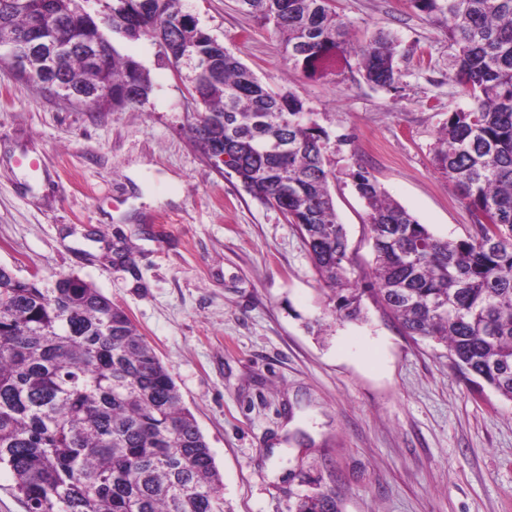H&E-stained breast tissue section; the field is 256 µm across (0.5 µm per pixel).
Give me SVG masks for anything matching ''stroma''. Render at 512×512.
<instances>
[{
	"label": "stroma",
	"instance_id": "obj_1",
	"mask_svg": "<svg viewBox=\"0 0 512 512\" xmlns=\"http://www.w3.org/2000/svg\"><path fill=\"white\" fill-rule=\"evenodd\" d=\"M200 27L327 131L329 188L371 280L353 174L439 237L474 217L433 162L469 99L449 76L444 22L409 0H334L357 40L398 39L393 88L343 60L292 67L238 0H186ZM147 70L141 105L110 111L50 94L0 64V264L49 284L73 273L128 313L194 414L224 482V512H294L313 488L343 512H512V401L466 379L444 345L406 336L371 296L339 322L295 225L194 144L201 104L148 36L120 43Z\"/></svg>",
	"mask_w": 512,
	"mask_h": 512
}]
</instances>
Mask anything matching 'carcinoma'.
Segmentation results:
<instances>
[{
    "label": "carcinoma",
    "mask_w": 512,
    "mask_h": 512,
    "mask_svg": "<svg viewBox=\"0 0 512 512\" xmlns=\"http://www.w3.org/2000/svg\"><path fill=\"white\" fill-rule=\"evenodd\" d=\"M45 1L74 43L43 77L46 89L60 82L78 98L109 87L100 109L133 107L148 98L149 73L104 34L161 36L175 53L195 47L205 55L192 82L204 107L191 127L197 147L228 155L246 191L299 227L335 319L360 320L373 293L406 335L445 345L460 371L512 400V0H410L447 24L452 78L470 100L448 113L435 164L491 224L440 238L360 167L353 182L374 249L363 287L329 189V135L298 97L213 46L182 0H111L97 15L84 0H11L0 5V45L25 48ZM239 2L282 36L295 67L313 73L340 54L370 84L399 81L397 39L352 43L332 0ZM274 141L283 150L269 149ZM0 466L26 512H224L223 477L167 367L125 310L74 274L45 288L0 265ZM294 512L341 509L318 490Z\"/></svg>",
    "instance_id": "carcinoma-1"
}]
</instances>
